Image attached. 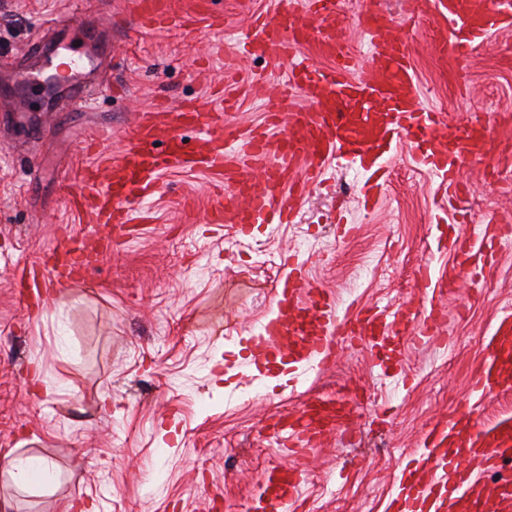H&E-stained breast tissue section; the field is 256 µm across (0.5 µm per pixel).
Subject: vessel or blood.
Listing matches in <instances>:
<instances>
[{
	"label": "vessel or blood",
	"mask_w": 512,
	"mask_h": 512,
	"mask_svg": "<svg viewBox=\"0 0 512 512\" xmlns=\"http://www.w3.org/2000/svg\"><path fill=\"white\" fill-rule=\"evenodd\" d=\"M140 24L153 30L179 24L168 0H138ZM414 11L428 18L442 35L441 53L449 78L458 75L457 63L490 31L512 27V0H415ZM342 0H287L282 11L252 20L241 40L249 55L272 67L288 66V81L277 88L278 98L292 90L304 92L309 107H289L269 113L270 124L284 123L287 134L271 139L266 130L240 129L224 119L209 102L176 108H151L137 114L130 139L117 160H107L105 142L81 144L84 152L101 156L85 180L89 194L67 196V205L86 212L94 221L132 222V208L149 195L163 174L198 167L219 177L224 186L211 206L212 221L235 225L247 233L254 224H291L297 213L294 198L320 181L330 162L346 157L359 164L386 168L393 145L411 142L418 164L438 175L447 190H455L466 168L484 163L490 152L486 125L467 122L449 127L441 113L426 111L410 63V41L395 32L389 14L379 8L359 16L369 44V68L353 73L342 40ZM314 42L316 53L298 51ZM333 65L319 66V58ZM223 124V138L209 137ZM199 135L187 148L182 132ZM65 261L44 267L41 279L66 283L86 271L83 246L63 237L59 246ZM288 274L275 289L276 317L250 337L252 350L283 355V336L299 337L303 357L326 361L362 336L388 331V324L372 315H338L330 293L301 278L297 256L286 261ZM443 314L438 308L405 313L402 334L420 343L438 335ZM479 379L486 393L512 388V315L505 316L488 339ZM422 446L444 467L459 475L467 489L460 496L462 512H512V475L494 481L471 479L468 470L477 460L494 469L512 458V417L487 423L468 407L456 408L447 420L433 424ZM302 471L277 466L268 473L255 497L262 512H288L299 498ZM444 492L435 476L414 470L406 474L395 498L396 512H443Z\"/></svg>",
	"instance_id": "1"
}]
</instances>
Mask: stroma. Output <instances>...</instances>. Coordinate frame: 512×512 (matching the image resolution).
Listing matches in <instances>:
<instances>
[{
	"instance_id": "obj_1",
	"label": "stroma",
	"mask_w": 512,
	"mask_h": 512,
	"mask_svg": "<svg viewBox=\"0 0 512 512\" xmlns=\"http://www.w3.org/2000/svg\"><path fill=\"white\" fill-rule=\"evenodd\" d=\"M379 3L411 35L424 106L450 126L482 120L494 140L512 141V29L488 33L459 61L463 84L452 91L434 25L413 16L412 0ZM280 6L211 0L188 36L145 31L137 0H0V472L29 455L58 472L42 495L0 481L9 512H253L267 469L292 462L268 424L314 397L353 407V428L324 435L302 460L291 512H388L432 423L461 404L487 422L512 416V395L474 390L486 338L512 314V172L468 168L450 202L404 141L371 204L358 164L339 159L295 223L247 235L209 223L218 179L200 169L167 173L144 203L146 221L128 230L66 205L94 161L78 143L105 129L120 155L141 108L203 99L241 128L262 125L250 78L280 82L286 72L241 58L238 37ZM61 46L83 61L76 81L51 103L34 86L16 92L20 73L45 75ZM457 232L484 236V265L457 269ZM66 235L97 252L93 269L23 305L14 273ZM291 254L338 313L371 307L390 321L403 304L434 299L441 334L415 346L366 337L320 365L285 358L254 371L245 345L270 317ZM423 264L456 287L433 297L415 276Z\"/></svg>"
}]
</instances>
